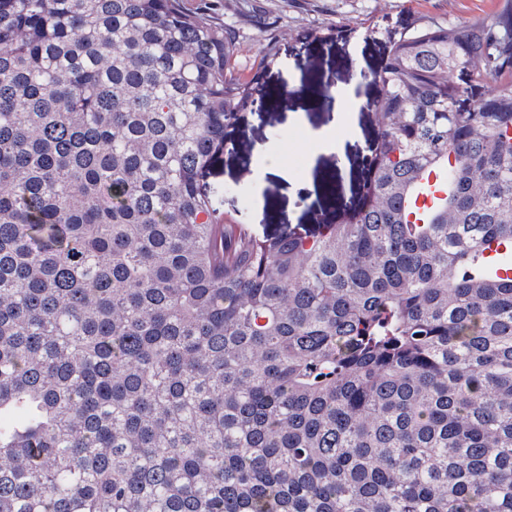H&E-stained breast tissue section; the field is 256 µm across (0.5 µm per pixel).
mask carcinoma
<instances>
[{"label": "carcinoma", "instance_id": "1", "mask_svg": "<svg viewBox=\"0 0 512 512\" xmlns=\"http://www.w3.org/2000/svg\"><path fill=\"white\" fill-rule=\"evenodd\" d=\"M236 53L180 0H0V512H512V13L392 41L314 229L200 187Z\"/></svg>", "mask_w": 512, "mask_h": 512}]
</instances>
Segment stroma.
Masks as SVG:
<instances>
[{
  "label": "stroma",
  "instance_id": "1",
  "mask_svg": "<svg viewBox=\"0 0 512 512\" xmlns=\"http://www.w3.org/2000/svg\"><path fill=\"white\" fill-rule=\"evenodd\" d=\"M235 31V71L257 80L266 102L244 111L226 127V147L207 167L202 183L218 216L255 233L315 228L333 223L353 207L376 144L373 108L380 88L372 75L384 63L394 35L422 19L443 23H490L512 9V0H181ZM292 95H284L287 84ZM351 90L363 107L355 114L357 135L306 151L308 134L328 132L336 114L328 91ZM267 147L297 177L313 186L306 197L264 171L258 147Z\"/></svg>",
  "mask_w": 512,
  "mask_h": 512
}]
</instances>
